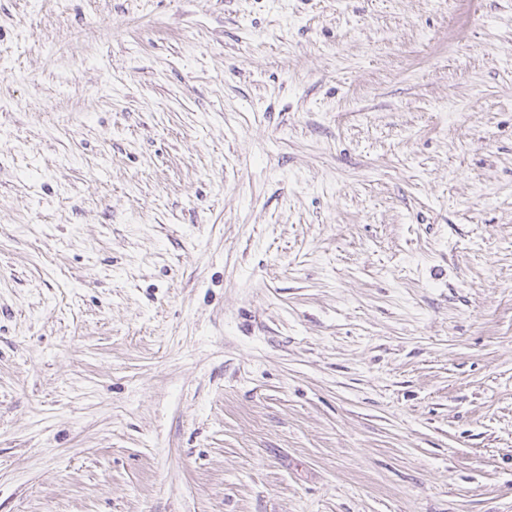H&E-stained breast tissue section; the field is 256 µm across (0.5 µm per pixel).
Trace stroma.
Returning <instances> with one entry per match:
<instances>
[{
  "mask_svg": "<svg viewBox=\"0 0 512 512\" xmlns=\"http://www.w3.org/2000/svg\"><path fill=\"white\" fill-rule=\"evenodd\" d=\"M0 512H512V0H0Z\"/></svg>",
  "mask_w": 512,
  "mask_h": 512,
  "instance_id": "35a3bbf8",
  "label": "stroma"
}]
</instances>
